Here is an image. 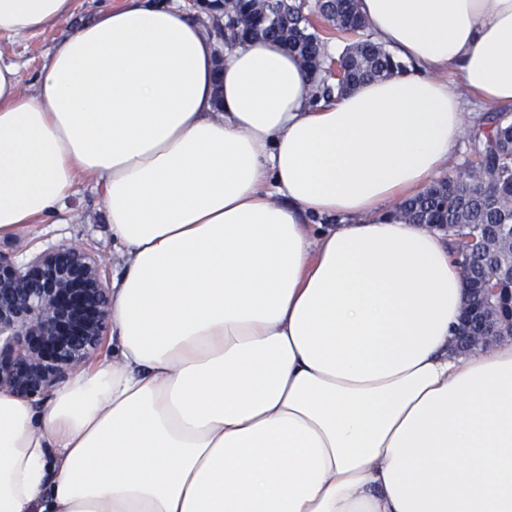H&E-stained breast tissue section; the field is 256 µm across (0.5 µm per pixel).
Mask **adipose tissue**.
Listing matches in <instances>:
<instances>
[{
  "instance_id": "obj_1",
  "label": "adipose tissue",
  "mask_w": 512,
  "mask_h": 512,
  "mask_svg": "<svg viewBox=\"0 0 512 512\" xmlns=\"http://www.w3.org/2000/svg\"><path fill=\"white\" fill-rule=\"evenodd\" d=\"M407 71L312 105L299 58L121 0L33 92L0 57V238L100 181L112 358L0 392V512H512V342L452 350L447 239L394 219L464 94L512 105V0H359ZM73 0H0V36Z\"/></svg>"
}]
</instances>
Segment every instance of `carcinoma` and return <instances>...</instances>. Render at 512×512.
<instances>
[{"instance_id":"1","label":"carcinoma","mask_w":512,"mask_h":512,"mask_svg":"<svg viewBox=\"0 0 512 512\" xmlns=\"http://www.w3.org/2000/svg\"><path fill=\"white\" fill-rule=\"evenodd\" d=\"M323 19L336 36L357 34L338 58L343 79L323 72L324 41L311 21ZM227 42L248 46L256 41L282 43L303 62L311 82L312 100L331 98L348 84L382 79L404 65L367 34L368 25L357 0H236L224 14ZM475 160L423 193L400 202L393 217L409 224H446L467 287L494 280L512 288V275L503 269L505 246L512 241V113L483 115L470 141Z\"/></svg>"}]
</instances>
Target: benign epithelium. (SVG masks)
<instances>
[{"label": "benign epithelium", "mask_w": 512, "mask_h": 512, "mask_svg": "<svg viewBox=\"0 0 512 512\" xmlns=\"http://www.w3.org/2000/svg\"><path fill=\"white\" fill-rule=\"evenodd\" d=\"M104 257L72 242L19 264L0 253V392L41 402L97 356L109 327ZM461 330L473 353L512 340L499 303L512 301L486 283L472 289Z\"/></svg>", "instance_id": "1"}]
</instances>
